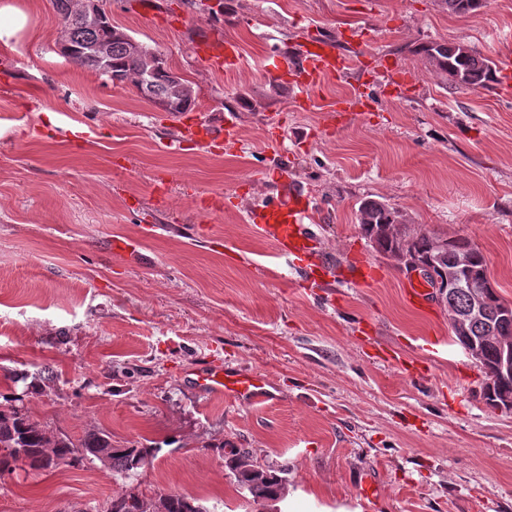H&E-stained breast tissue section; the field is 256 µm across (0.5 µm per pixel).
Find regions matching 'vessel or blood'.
I'll list each match as a JSON object with an SVG mask.
<instances>
[{
	"mask_svg": "<svg viewBox=\"0 0 512 512\" xmlns=\"http://www.w3.org/2000/svg\"><path fill=\"white\" fill-rule=\"evenodd\" d=\"M199 53L211 70L234 68L239 63L237 45L229 40L204 38L199 42ZM275 59L283 81L308 94L316 90L324 77L344 78L357 74L355 60L343 54L333 41L326 38H302L295 51L276 53ZM363 93L339 98L326 113L327 125H335L337 115L355 114L364 110ZM180 135L194 138L198 144H208L211 138L209 123L201 118H188L184 113H172ZM315 210L305 195L289 182H282L276 201L258 207L249 213V221L256 230L270 240L278 252L295 256L314 275L313 282L322 291H331L335 280L330 265L313 253L314 241L311 222ZM192 383L203 395H220L235 405H253L272 400L270 382L265 375L249 370L211 362L196 371Z\"/></svg>",
	"mask_w": 512,
	"mask_h": 512,
	"instance_id": "vessel-or-blood-1",
	"label": "vessel or blood"
}]
</instances>
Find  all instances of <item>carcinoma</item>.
Wrapping results in <instances>:
<instances>
[{"mask_svg": "<svg viewBox=\"0 0 512 512\" xmlns=\"http://www.w3.org/2000/svg\"><path fill=\"white\" fill-rule=\"evenodd\" d=\"M441 3L454 14H467L486 6V0H441ZM54 6L67 31L71 62L107 77L114 84L131 83L144 99L167 112H186L195 105V91L181 77L176 81L170 79V68L158 49L128 34L118 37L121 28L112 25L108 18L90 22L82 10L74 8L73 0H54ZM102 44L109 45L105 55L98 52ZM419 53L455 85L478 89L496 81L494 60L462 41L430 42L422 45ZM358 212L361 233L377 252L397 260L405 255L429 267L432 286L446 273L457 280V284L437 290L439 302L450 312L452 333H457L455 318L464 316L470 306L469 280L490 283L486 255L467 237H443L412 228L403 222L395 207L384 201L364 199ZM464 252L471 254V260L467 268L460 269L456 259ZM504 305L506 301L492 293L484 320L469 327L468 338L478 345L480 364L486 379L492 381V388L482 391L490 407L493 397L489 390L512 392V377L497 373L504 355L501 344L512 340V319L498 317V309ZM156 452L151 446L114 445L111 436L102 431H91L75 444L52 435L12 399L6 397L0 402L1 475L13 471L19 462L36 471H52L86 457L99 460L114 472L129 475L138 472L139 460L148 464ZM219 454L224 459V468L248 494L250 502L263 506L282 497L284 470L261 465L247 448L222 447ZM187 501L188 497L177 493L159 492L151 497L122 493L118 512H187Z\"/></svg>", "mask_w": 512, "mask_h": 512, "instance_id": "cac0c4a2", "label": "carcinoma"}]
</instances>
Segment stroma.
Masks as SVG:
<instances>
[{"instance_id":"stroma-1","label":"stroma","mask_w":512,"mask_h":512,"mask_svg":"<svg viewBox=\"0 0 512 512\" xmlns=\"http://www.w3.org/2000/svg\"><path fill=\"white\" fill-rule=\"evenodd\" d=\"M221 1L215 16L214 0H103L194 88V113L218 128L238 117L235 143L170 152L166 112L65 57L52 0H0L27 16L0 42V393L56 436L96 430L158 450L126 478L89 458L17 466L0 476V512H105L129 488L255 512L222 444L287 467L281 512H512V412L485 404L447 308L413 307L406 270L358 224L371 198L415 229L469 237L512 303V91L452 85L415 51L464 40L499 59L512 0L466 15L441 0ZM308 34L360 59L369 112L327 128L354 79L303 104L275 77L271 51ZM208 35L238 44V67H206L194 40ZM393 62L414 77L407 97L384 78ZM284 177L317 209L319 251L340 268L378 265L376 280H337L330 301L275 257L247 214ZM271 262L277 276L260 278ZM377 344L396 359L375 357ZM205 357L265 374L276 401L198 393ZM365 477L376 501L361 495Z\"/></svg>"}]
</instances>
